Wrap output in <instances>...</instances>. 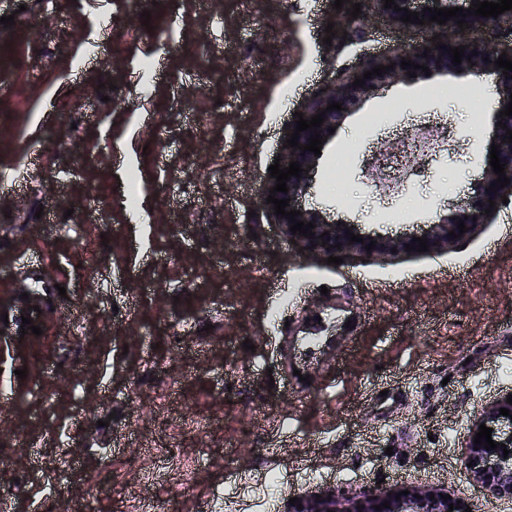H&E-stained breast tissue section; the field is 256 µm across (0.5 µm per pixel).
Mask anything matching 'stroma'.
<instances>
[{
  "label": "stroma",
  "instance_id": "obj_1",
  "mask_svg": "<svg viewBox=\"0 0 512 512\" xmlns=\"http://www.w3.org/2000/svg\"><path fill=\"white\" fill-rule=\"evenodd\" d=\"M333 2L108 0L100 26L92 0H0V167L27 161L0 185V512H216V495L217 512H284L317 488L420 484L512 512L464 465L472 422L512 388V198L446 253L339 265L261 201L295 113L432 41ZM481 88L434 74L364 99L303 206L421 232L483 176ZM424 129L440 148L399 193L371 191L375 146Z\"/></svg>",
  "mask_w": 512,
  "mask_h": 512
}]
</instances>
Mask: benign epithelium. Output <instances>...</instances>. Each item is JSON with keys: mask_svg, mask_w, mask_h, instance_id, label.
<instances>
[{"mask_svg": "<svg viewBox=\"0 0 512 512\" xmlns=\"http://www.w3.org/2000/svg\"><path fill=\"white\" fill-rule=\"evenodd\" d=\"M401 8H406L413 12H422L427 7H448V0H395ZM467 56L462 58V63L458 66L452 63L451 55L443 50L436 48V44L428 45V48H417L403 55L405 60H410L419 65H425L430 69L455 72L460 70L467 72L476 77L484 75L494 76V89L491 99V108L498 113L507 107L512 101V71L503 74V69L494 66L495 59L501 54H508V58L512 60V47L504 50L494 44H488L478 50V54H472V49L465 50ZM409 79L407 70L401 68V62H396L395 66L387 73L374 76L364 80V86L352 87L350 83H337L327 88L308 108L303 112V118L311 119L312 116L320 113L322 109L333 102L342 103L341 110L329 111L324 115L325 121L323 125L317 128V132L309 130L300 132L298 142L302 145L309 143V138L315 134L328 140L332 137L329 133V127H339L346 117L349 110L356 104L360 96L373 93L385 84L398 81H406ZM500 121L506 123L507 128L498 127L495 130L496 137L492 138V142L498 145L500 150L499 156L502 162L506 163L505 176L512 179V142H501L506 130H512V116H503ZM435 134L424 133L419 136V143L414 145L410 150L400 149L392 143H382L376 149L375 165L371 172V179L376 189L392 191L401 183V179L394 181L386 180L383 177V170L387 161L392 157L399 155L403 158V167L407 168L411 163L422 155L425 149L431 148L433 145ZM297 161L303 169L302 178L291 177L287 181L289 187L288 193H276V198L289 200V206L286 210H297L301 215L296 220L304 223H313L315 228L312 229L314 235L309 238L290 232V222L287 218L279 215L274 217L275 223L279 224L284 233L289 238L295 240L300 246L309 250L311 248L328 256L343 252H366L365 245L370 242H376V247L372 249L371 254L384 257L393 253L397 249L403 251L406 245L412 243L413 236L405 237H381V236H364V243H349V236L346 231L358 234L357 227L354 224H335L315 209H307L302 206L301 200L306 195L310 185L311 170L307 166L314 165L316 156L310 151H303L296 147L282 149V166H289V162ZM498 175L487 168L482 181L475 187L473 195L467 204L458 207L443 216H437L431 224L423 231L428 239V251L430 252H446L455 247L461 241L473 237L480 230L481 226L487 223L488 216L485 215V209L489 208V201H495V208L491 209V213H496L498 207L503 203V197L512 196V183L502 188L496 184ZM495 185L497 192L486 191L490 185ZM464 221L468 231L463 233L457 239L448 236L451 231L457 230V222ZM341 244V247H335V244ZM507 408L512 411V404L507 402V394L503 393L494 401L489 403L472 423L468 441L466 444L467 456L466 462L471 464L468 468L471 478L474 482L486 487L493 495L500 499L512 500V419L500 414L499 409ZM485 425L492 429V440L505 445L510 450L508 456H503L502 448L495 450H486L484 446L474 449L473 439L480 425ZM409 491V494H403V491ZM401 494V499H396V494ZM448 494V489L437 488L429 485L401 486L388 493L366 494L359 499L341 502L336 499L334 493H323L321 498H316V494L311 492L299 498V504L288 506V512H464L467 505L457 503V497L453 496L448 500L442 499V496ZM390 503V507L375 509V506L383 502ZM454 507H449V504ZM303 505V509H298V505Z\"/></svg>", "mask_w": 512, "mask_h": 512, "instance_id": "benign-epithelium-1", "label": "benign epithelium"}]
</instances>
